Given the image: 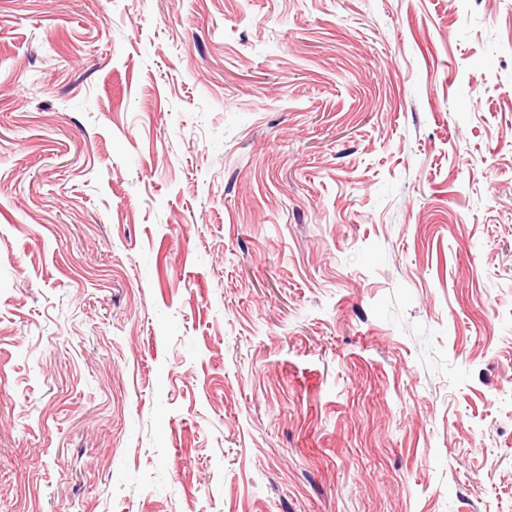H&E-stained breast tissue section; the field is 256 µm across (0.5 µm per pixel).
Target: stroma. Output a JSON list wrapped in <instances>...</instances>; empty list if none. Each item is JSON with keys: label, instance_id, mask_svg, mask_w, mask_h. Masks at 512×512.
Here are the masks:
<instances>
[{"label": "stroma", "instance_id": "stroma-1", "mask_svg": "<svg viewBox=\"0 0 512 512\" xmlns=\"http://www.w3.org/2000/svg\"><path fill=\"white\" fill-rule=\"evenodd\" d=\"M0 512H512V0H0Z\"/></svg>", "mask_w": 512, "mask_h": 512}]
</instances>
